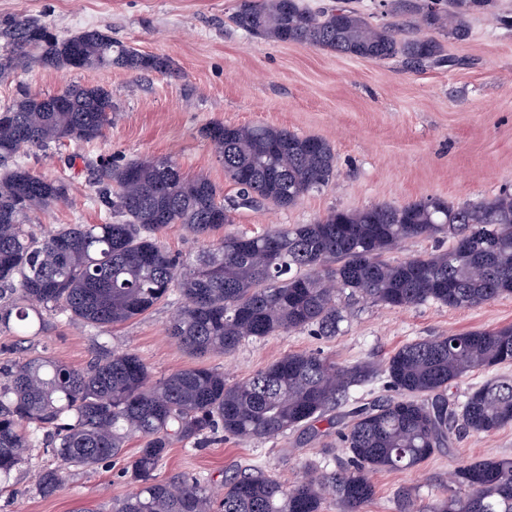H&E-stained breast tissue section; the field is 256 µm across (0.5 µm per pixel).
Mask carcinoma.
Wrapping results in <instances>:
<instances>
[{"instance_id":"1","label":"carcinoma","mask_w":512,"mask_h":512,"mask_svg":"<svg viewBox=\"0 0 512 512\" xmlns=\"http://www.w3.org/2000/svg\"><path fill=\"white\" fill-rule=\"evenodd\" d=\"M391 15L409 19L400 39L391 23L376 24L351 0L316 11L302 0H238L233 24L278 43L318 46L347 57L383 61L401 56L417 66L447 62L437 35L468 38L469 18L497 12L496 0H387ZM85 70L112 66L151 72L170 61L87 29L68 37L35 19L0 15V78L27 65ZM112 93L76 84L61 95L23 92L0 106V324L20 333L45 325L56 309L87 326L129 322L166 299L181 297L166 333L193 356L234 353L242 342L310 329L340 331L339 300L408 309L432 302L469 309L512 294V190L474 204L440 198L405 205L332 210L310 224L257 236L226 235L183 264L157 235L181 224L208 236L231 222L215 184L186 179L170 158L108 167L98 174L103 224H70L42 239L23 228L28 212L64 203L69 185L33 173L21 158L33 147L93 141L112 125ZM204 136L224 160V173L245 202L281 208L336 176V153L321 137L265 124L213 123ZM451 238L446 249L394 262L387 255L409 239ZM512 362V325L408 342L385 362L391 397L354 408L339 432L348 460L339 472L311 468L289 488L262 471L224 479L215 497L186 477L159 480L156 470L175 442L202 448L222 433L241 443L274 439L312 426L347 403L372 374L341 367L318 353H288L252 377L231 383L205 364L155 379L135 353L103 346L75 368L38 355L0 367V483L28 459L37 434L56 466L35 486L48 497L71 468L89 469L124 453L128 438L142 448L127 474L135 490L111 512H322L332 493L342 512H366L374 495L370 473L407 470L449 447L461 431L489 433L512 423V380L491 379L458 408L448 383L473 370ZM455 489L422 508L401 491L398 512H512V459L459 464Z\"/></svg>"}]
</instances>
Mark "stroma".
<instances>
[{
	"mask_svg": "<svg viewBox=\"0 0 512 512\" xmlns=\"http://www.w3.org/2000/svg\"><path fill=\"white\" fill-rule=\"evenodd\" d=\"M237 0H0V15L34 18L60 35L111 30L114 39L172 62L168 71L133 72L114 67L69 71L39 66L18 69L0 80V105L21 90L54 95L71 84H98L112 93V125L91 142L65 141L49 150L31 148L24 163L36 174L68 183V202L29 213L35 237L65 224H99L96 167L104 161L170 157L183 175L205 177L224 199L237 188L224 174L214 146L201 135L205 125L262 123L300 135L327 139L337 158L336 176L320 191L288 209L270 203L238 206L227 234L257 235L277 225L307 224L330 211L371 205H402L428 197L453 205L472 204L512 185V27L491 16L470 18L466 41L444 38L449 64L417 68L396 57L352 59L299 44L246 34L231 21ZM179 295L139 317L101 331L57 311L39 332L19 336L0 326V362L48 353L81 368L99 344L132 351L153 377L197 365L196 357L165 334ZM340 334L330 338L297 330L245 341L230 355L207 357L206 365L232 382L292 352L322 351L336 364H369L374 373L353 387L354 398L385 394L380 369L402 345L430 336L512 325V295L470 309L428 302L408 310L354 303L345 306ZM343 408L328 412L311 431L241 443L216 440L201 450L174 443L162 461L161 480L188 475L211 487L225 476L257 469L293 484L312 465L332 471L342 458L336 433ZM130 439L123 456L93 470L72 469L62 488L42 497L38 476L53 457L36 444L29 463L0 492V512H78L84 506L110 512L133 491L125 474L140 448ZM512 458V424L486 434L454 437L450 448L405 471L372 474L375 495L366 512H397V495L413 489L420 504L431 503L463 461Z\"/></svg>",
	"mask_w": 512,
	"mask_h": 512,
	"instance_id": "obj_1",
	"label": "stroma"
}]
</instances>
